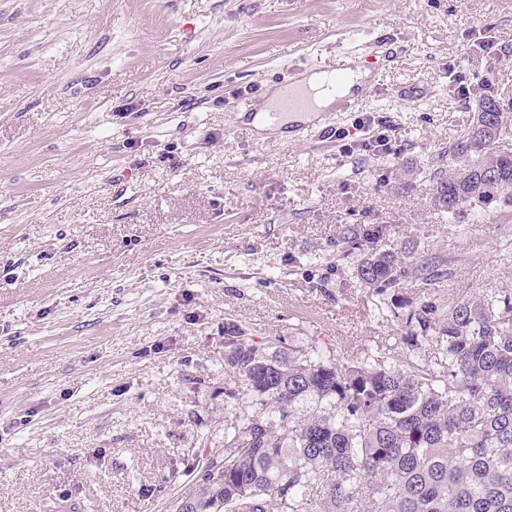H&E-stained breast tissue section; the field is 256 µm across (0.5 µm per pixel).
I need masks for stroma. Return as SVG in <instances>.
<instances>
[{"label": "stroma", "mask_w": 512, "mask_h": 512, "mask_svg": "<svg viewBox=\"0 0 512 512\" xmlns=\"http://www.w3.org/2000/svg\"><path fill=\"white\" fill-rule=\"evenodd\" d=\"M475 24L496 67L467 50ZM374 39L394 54L335 113L346 142L250 119L290 68L361 63ZM488 80L512 101V0H0V512H176L224 445L225 324L399 344L345 229L447 258L403 296L512 294V207L429 203ZM366 114L391 155L365 148Z\"/></svg>", "instance_id": "1"}]
</instances>
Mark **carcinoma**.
<instances>
[{
    "mask_svg": "<svg viewBox=\"0 0 512 512\" xmlns=\"http://www.w3.org/2000/svg\"><path fill=\"white\" fill-rule=\"evenodd\" d=\"M504 103L486 95L430 176L434 210L459 220L494 199L512 205V153L497 152ZM384 225L349 228L358 280L405 309L403 343L436 361L286 348L224 326L235 379L224 453L197 475L185 512H512V295L444 309L400 293L410 277H448L438 256L409 262L378 248ZM310 404L307 414L298 406Z\"/></svg>",
    "mask_w": 512,
    "mask_h": 512,
    "instance_id": "obj_1",
    "label": "carcinoma"
}]
</instances>
